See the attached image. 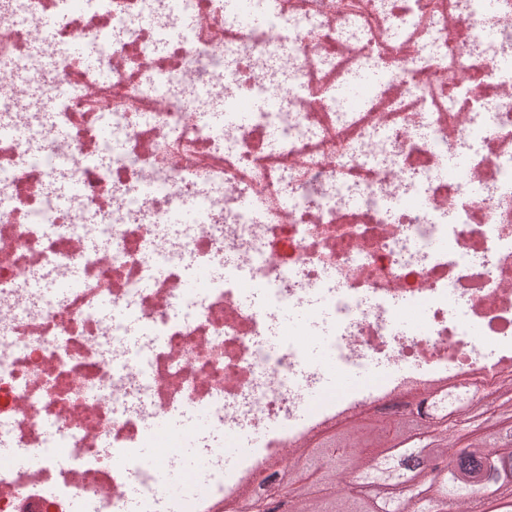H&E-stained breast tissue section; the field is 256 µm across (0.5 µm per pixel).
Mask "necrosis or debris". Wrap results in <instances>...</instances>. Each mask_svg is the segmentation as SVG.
<instances>
[{
    "label": "necrosis or debris",
    "instance_id": "4bbe7bcc",
    "mask_svg": "<svg viewBox=\"0 0 512 512\" xmlns=\"http://www.w3.org/2000/svg\"><path fill=\"white\" fill-rule=\"evenodd\" d=\"M485 18V0H274L259 25L229 0H0V421L40 451L0 512H112L124 468L153 512L166 475L135 456L144 416L290 430L318 336L361 377L512 353V0L492 33ZM244 99L260 108L242 122ZM406 299L427 313L401 335ZM107 302L134 313L138 350ZM296 309L269 353L259 335Z\"/></svg>",
    "mask_w": 512,
    "mask_h": 512
}]
</instances>
